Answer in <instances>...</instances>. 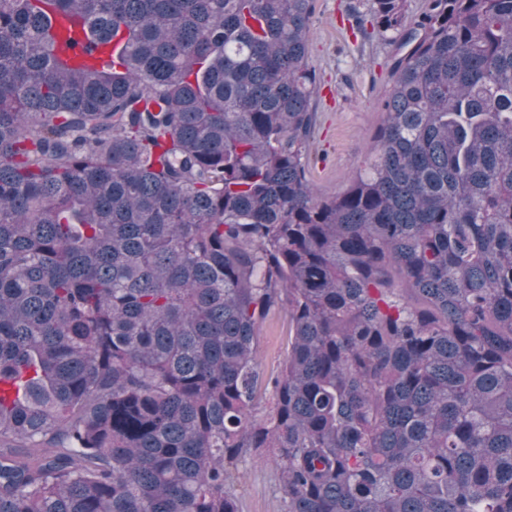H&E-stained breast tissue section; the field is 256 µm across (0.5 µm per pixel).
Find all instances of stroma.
Masks as SVG:
<instances>
[{"mask_svg": "<svg viewBox=\"0 0 512 512\" xmlns=\"http://www.w3.org/2000/svg\"><path fill=\"white\" fill-rule=\"evenodd\" d=\"M370 7L371 0H315L308 59L317 76L319 121L311 172L318 194L327 197L344 192L353 174L364 167L392 87L390 65L400 33L374 29L369 38H362L355 22L370 21ZM289 332L288 315L281 309L261 324L259 361L265 375L277 372ZM233 476L241 512H283L275 464L247 460L238 464Z\"/></svg>", "mask_w": 512, "mask_h": 512, "instance_id": "35a3bbf8", "label": "stroma"}]
</instances>
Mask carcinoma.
<instances>
[{"label":"carcinoma","mask_w":512,"mask_h":512,"mask_svg":"<svg viewBox=\"0 0 512 512\" xmlns=\"http://www.w3.org/2000/svg\"><path fill=\"white\" fill-rule=\"evenodd\" d=\"M314 12L0 0V512H512V0H425L332 198ZM290 324L288 314L273 311L260 326L259 361L266 376L276 374L288 348ZM241 512H282L278 470L272 462L245 460L232 469Z\"/></svg>","instance_id":"cac0c4a2"}]
</instances>
